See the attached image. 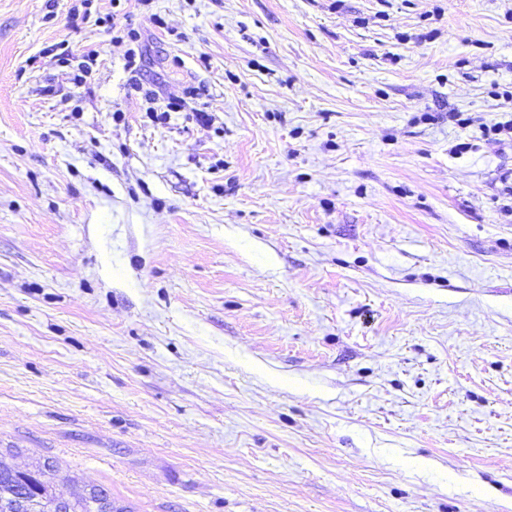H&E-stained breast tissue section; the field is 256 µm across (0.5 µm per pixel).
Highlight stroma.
I'll return each mask as SVG.
<instances>
[{
    "mask_svg": "<svg viewBox=\"0 0 512 512\" xmlns=\"http://www.w3.org/2000/svg\"><path fill=\"white\" fill-rule=\"evenodd\" d=\"M80 4L0 0L11 463L125 512H512V0ZM125 28L209 125L149 117Z\"/></svg>",
    "mask_w": 512,
    "mask_h": 512,
    "instance_id": "obj_1",
    "label": "stroma"
}]
</instances>
